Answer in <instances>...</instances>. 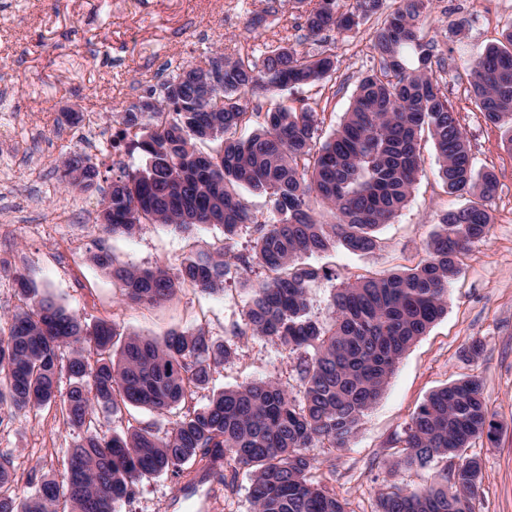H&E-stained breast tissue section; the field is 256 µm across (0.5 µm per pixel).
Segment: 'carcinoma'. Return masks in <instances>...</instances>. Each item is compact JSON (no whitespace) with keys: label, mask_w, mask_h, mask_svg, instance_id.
<instances>
[{"label":"carcinoma","mask_w":512,"mask_h":512,"mask_svg":"<svg viewBox=\"0 0 512 512\" xmlns=\"http://www.w3.org/2000/svg\"><path fill=\"white\" fill-rule=\"evenodd\" d=\"M382 2L353 0L342 13L336 0H319L307 15L308 33L348 31ZM422 8L423 0H400L375 29L371 48L380 68L358 79L348 111L322 142L316 112L276 104L254 113L245 95L320 84L336 71L332 44L316 54L271 45L250 60L209 58L206 65L221 73L209 92L197 83L203 68L185 65L162 84L161 98L152 91L120 117L140 129L134 146L146 166L122 171L104 192L97 220L105 232L217 225L224 249L194 253L174 276L160 266H116L104 248L92 260L121 282L127 301L148 305L185 286L219 291L228 275L261 265L271 276L251 288L245 326L299 354L302 397L260 380L218 391L199 406L197 391L231 357V344L200 329L172 330L159 340L124 335L113 321L89 326L20 276L28 303L0 329V410L13 415L58 401L67 424L84 434L68 454L66 480L45 476L27 496L16 493L13 464L0 454V512H56L61 502L68 512H119L153 477H172L180 494L202 476L213 491L234 483L240 469L250 477L253 512H348L336 493L311 481L309 449L345 447L408 348L447 313L448 284L461 255L487 240V203L499 187L495 173L476 170L459 116L433 77L435 45L420 36ZM470 87L484 120L512 132V23L470 64ZM252 122L248 136L238 134ZM423 131L447 193L477 200L440 215L416 267L337 289L332 323L318 324L307 313V288L329 270L301 259L336 246L352 254L377 249L376 232L406 205L417 181ZM63 167L65 190L98 185L100 171L89 159L72 156ZM242 189L264 197L265 212ZM317 200L334 223L316 217ZM247 225L256 233L251 253L233 266L225 249ZM64 371L71 383L62 392ZM127 406L172 412L175 420L163 432L134 427L107 440L90 429L95 410L116 415ZM492 425L476 377L431 392L406 426L396 466L425 469L440 457L460 463L423 490L381 495L378 512H475L482 466L464 452Z\"/></svg>","instance_id":"carcinoma-1"}]
</instances>
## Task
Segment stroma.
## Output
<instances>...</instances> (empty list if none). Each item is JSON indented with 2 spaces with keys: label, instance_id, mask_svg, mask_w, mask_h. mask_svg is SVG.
I'll list each match as a JSON object with an SVG mask.
<instances>
[{
  "label": "stroma",
  "instance_id": "obj_1",
  "mask_svg": "<svg viewBox=\"0 0 512 512\" xmlns=\"http://www.w3.org/2000/svg\"><path fill=\"white\" fill-rule=\"evenodd\" d=\"M316 0H0V95L16 104L21 126L0 136V229L9 231L16 261L0 265V325L25 306L15 281L24 275L40 292L75 312L86 322L106 319L121 332L163 338L172 330H204L233 343L234 352L217 368L197 404L212 393L246 383L273 379L290 395L301 382L297 359L267 339L251 335L243 313L252 285L267 278L261 266L233 275L221 291L190 286L164 302L138 305L125 301L120 283L93 263L98 241H105L117 264L141 269L161 266L177 274L181 262L200 249L229 247L231 254L250 251L253 230L239 231L225 245L222 228L207 226L184 233L147 224L132 236L104 235L96 222L99 191L65 192L59 168L66 157L90 155L92 148L61 143L45 129V113L70 110L96 115L104 134H112L118 116L137 104L132 85L146 79V63L161 55L182 63L204 57L261 55L266 46L286 45L314 53L321 43L296 20ZM398 0H383L380 13L348 31H331L337 70L325 86L293 87L275 94L256 93L251 105L312 106L320 120L318 134L327 138L348 111L356 81L378 69L379 57L370 37ZM424 39L434 41L440 64L434 75L470 141L478 170L493 171L499 180L490 202L494 222L487 241L463 256L460 271L448 286V312L404 354L379 401L363 416L346 447L314 448L312 479L343 499L349 512H377L381 493L391 486L420 490L437 473L450 468L437 459L426 470H394L404 446L405 428L426 396L465 376H478L490 415L498 425L495 440L480 439L466 449L482 464L476 512H512V151L506 128L485 122L470 93L469 64L489 45L498 43L512 23V0H424ZM195 28L183 29L186 17ZM324 40V41H325ZM421 168L407 205L377 232L378 248L356 255L339 249L311 256L310 264L331 275L307 291L308 313L329 322L330 303L343 281L373 277L415 266L425 259V246L442 211L469 204L470 195L447 194L438 175L430 137H423ZM79 240L85 249L71 257L63 242ZM481 342L483 352L470 359L466 350ZM170 419L145 407L112 416L96 413L91 428L104 436L131 426L168 428ZM81 429L64 421L60 405L17 413L0 430V454L9 455L19 479L47 474L65 478V457L81 437ZM172 483L167 476L143 482L136 497L120 512H169Z\"/></svg>",
  "mask_w": 512,
  "mask_h": 512
}]
</instances>
